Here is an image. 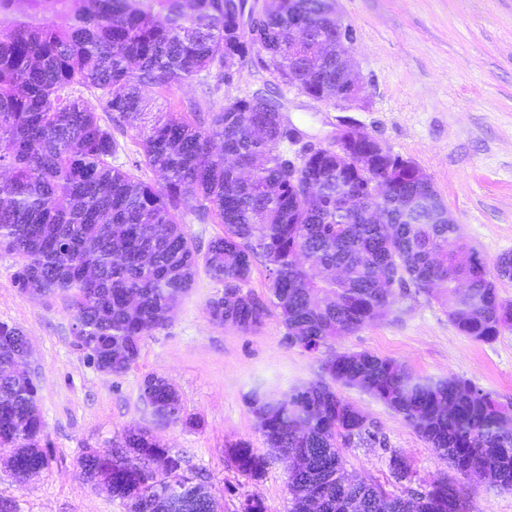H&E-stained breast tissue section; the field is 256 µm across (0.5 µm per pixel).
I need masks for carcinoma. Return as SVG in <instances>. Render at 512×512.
Instances as JSON below:
<instances>
[{
	"label": "carcinoma",
	"mask_w": 512,
	"mask_h": 512,
	"mask_svg": "<svg viewBox=\"0 0 512 512\" xmlns=\"http://www.w3.org/2000/svg\"><path fill=\"white\" fill-rule=\"evenodd\" d=\"M71 2L0 0V250L20 259V293L67 298L74 346L99 370L129 371L201 269L221 285L206 304L212 323L247 332L273 307L288 342L307 351L384 317L397 287L440 302L476 341L490 343L512 325V302L493 282L512 280V254L490 271L459 225L431 223L423 207H408L438 191L397 167L402 158L375 156L363 143L357 150L369 167L347 176L357 186L392 176L382 224L340 212L329 149L288 180V117L267 86L215 111L195 106L144 122L138 136L154 180L112 165L120 144L83 92L97 94L119 128L146 115L145 93L236 59L277 86L304 63L316 96L336 80L319 63L336 41L334 0H81L74 13ZM18 3L30 20L4 24ZM187 214L215 218L224 235L201 249L184 232ZM258 260L270 275L264 300L249 290ZM324 371L331 382L281 396L257 390L250 400L268 447L307 460L288 472L289 512H469L456 479L393 494L348 474L338 440L372 433L338 385L400 415L457 475L480 470L512 492V409L490 393L456 376H414L366 351L331 354ZM141 398L163 423L192 422L157 375L145 376ZM37 403L25 334L0 322V446H11L7 467L20 483L49 467L37 446ZM231 457L241 474L265 475L266 457L249 444L233 446ZM79 463L125 512H220L200 474L145 430H129L105 451L89 448ZM389 469L398 483L412 480L396 453Z\"/></svg>",
	"instance_id": "1"
}]
</instances>
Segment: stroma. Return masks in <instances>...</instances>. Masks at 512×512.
Returning <instances> with one entry per match:
<instances>
[{
  "label": "stroma",
  "instance_id": "35a3bbf8",
  "mask_svg": "<svg viewBox=\"0 0 512 512\" xmlns=\"http://www.w3.org/2000/svg\"><path fill=\"white\" fill-rule=\"evenodd\" d=\"M350 34V55L362 88L359 103L334 107L278 86L289 122L307 143L329 144L339 126L354 124L386 142L434 182L469 246L486 262L512 253V0H336ZM242 67L232 81L221 71L166 92H148V111L219 107L268 81ZM15 255L0 251V321L17 324L29 340L30 368L39 386L44 423L39 445L50 464L18 483L0 452V498L15 512H124L119 500L90 482L83 449H107L132 428L151 432L182 454L189 468L209 477L223 512H239L250 497L267 512H288L287 472L267 447L249 396L257 384L280 392L324 379L330 352L369 351L422 377L454 375L512 406V326L490 343L463 335L436 300L396 289L387 315L309 352L289 345L277 311L243 332L210 322L205 305L218 286L198 274L163 327L142 342L125 374L98 370L73 345L72 314L62 295L23 296L13 285ZM164 377L178 391L190 426L155 423L141 398L146 375ZM341 395L366 416L370 441L339 444L349 473L399 491L389 471L398 452L412 464L415 482L452 476V469L400 416L351 387ZM250 443L266 456L263 478L242 476L231 445ZM473 512H512V493L479 476L463 484Z\"/></svg>",
  "mask_w": 512,
  "mask_h": 512
}]
</instances>
